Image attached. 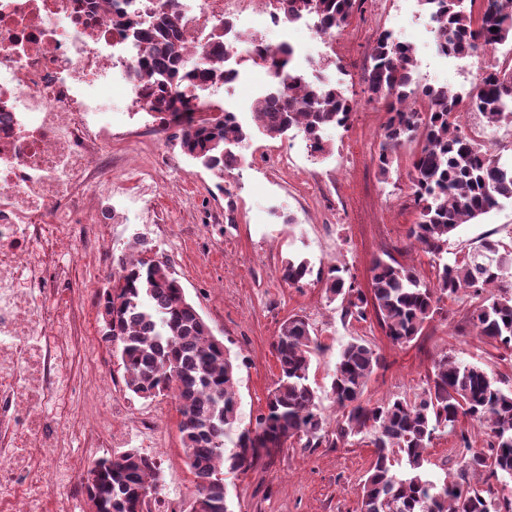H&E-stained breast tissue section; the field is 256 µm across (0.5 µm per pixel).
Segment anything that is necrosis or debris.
Masks as SVG:
<instances>
[{
	"label": "necrosis or debris",
	"instance_id": "1",
	"mask_svg": "<svg viewBox=\"0 0 512 512\" xmlns=\"http://www.w3.org/2000/svg\"><path fill=\"white\" fill-rule=\"evenodd\" d=\"M144 4L0 0V512H68L82 491L63 454L76 313L54 309L71 294L54 259L77 250L96 271L112 253L84 218L112 197L107 94L138 80L135 43L113 36L112 13ZM228 12L241 25L219 50L230 59L251 50L256 0H177L186 66Z\"/></svg>",
	"mask_w": 512,
	"mask_h": 512
}]
</instances>
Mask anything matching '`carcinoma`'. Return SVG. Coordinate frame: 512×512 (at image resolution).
Here are the masks:
<instances>
[{"instance_id":"1","label":"carcinoma","mask_w":512,"mask_h":512,"mask_svg":"<svg viewBox=\"0 0 512 512\" xmlns=\"http://www.w3.org/2000/svg\"><path fill=\"white\" fill-rule=\"evenodd\" d=\"M434 23L441 51L471 57L512 43V0H419ZM357 0H266L273 16L314 20L318 33L332 35L348 23ZM176 0H157L154 19L145 27L122 11L112 13L113 35L136 38L139 98L164 127L177 128L181 152L217 178L238 161L232 147L250 133L235 116L217 109L215 117H197L192 91L232 81L234 71L206 56L193 68L184 65L175 26ZM248 61L272 78L258 102L253 120L275 138L294 128L314 153L326 150V128L348 127L355 101L336 86L314 82L296 72L292 51L253 42ZM416 59L409 47L383 32L378 35L365 70V91L391 113L378 154L382 173L390 172L396 151L420 137L423 145L411 162L409 177L418 213L408 230L412 243L432 254L434 278L427 283L413 267L393 257L372 263L370 293L345 279L332 266L326 292L341 299L345 319H367L372 309L385 335L407 344L428 321L445 314L441 303L462 289L479 296L498 289L492 301L474 308L469 322L477 335L506 350L512 348V251L484 240L463 259L443 260L448 240L463 224L512 201V159L491 156L461 130L449 115L462 99L446 87H427L430 112H394L406 102ZM469 107L489 125H512V69L483 70L470 93ZM310 274L305 260L290 259L283 278L295 288ZM101 337L120 355L125 387L143 399L172 396L180 415L187 465L195 490L188 512H230L224 474L245 472L263 457L294 439L306 451L332 448L368 434L374 455L361 488V512H512V501L494 490L477 489L470 475L512 480V389L498 385L485 368L448 354L433 363L432 375L412 399L371 403L363 399L367 382L381 364L379 353L362 339L343 346L328 394L336 404L334 428L326 426L318 390L310 383L312 356L321 349L309 323L291 316L275 343L279 375L269 390L266 410L255 425L238 427L237 369L224 344L186 297L165 256L142 255L120 260L118 275L97 296ZM462 419L486 427L488 450L461 454L455 475L434 481L425 470L426 448L436 433L448 431L458 447L471 448ZM232 447H226V443ZM162 475L155 459L135 448L92 462L83 471L89 512H153Z\"/></svg>"}]
</instances>
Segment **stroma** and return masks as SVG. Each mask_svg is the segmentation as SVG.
Masks as SVG:
<instances>
[{
    "label": "stroma",
    "mask_w": 512,
    "mask_h": 512,
    "mask_svg": "<svg viewBox=\"0 0 512 512\" xmlns=\"http://www.w3.org/2000/svg\"><path fill=\"white\" fill-rule=\"evenodd\" d=\"M377 2L364 0L348 24L336 31L331 49L305 24L285 34L269 25L266 15L252 21L253 35L268 43L289 37L298 48L299 68L355 97L353 122L345 129L326 130L325 153L310 155L293 129L278 138L254 131V104L270 82L264 71L247 61L238 66L237 82L209 94L212 104L233 108L240 122L253 129L242 162L220 178L182 155L173 143L163 142L150 114L123 112L125 92L117 87L111 91L112 107L122 113L112 127V182H122L124 162L145 161L157 171L158 192L147 213L128 209L125 198L116 194L111 219L92 214L87 221L111 235L114 261L137 244L150 249L167 245L187 297L238 366L240 415L245 423L265 408L278 375L274 343L283 321L294 314L307 318L322 344L312 359L313 386L329 389L341 349L361 338L383 358L365 389V399L372 402L413 397L424 386L434 360L444 354L481 365L504 387L512 388V352L494 348L466 322L476 304L472 294L462 291L445 299L448 318L428 322L415 340L398 345L385 336L375 314L363 321H343L337 302L325 293L324 282L333 266L346 268L356 288L368 290L372 262L386 253L401 264L415 266L424 277L432 275V255L407 237L417 219L410 204L408 172L421 139L403 144L389 175H382L378 167L386 113L382 104L369 100L362 79L374 34L386 30L416 45L414 78L419 87L445 86L464 97L485 66L481 56L469 58L462 68L439 55L431 23L418 0H387L383 13L378 12ZM283 150L290 158L285 168L279 165ZM485 238L512 248V201L461 225L448 241V252L463 257ZM291 256L309 263L311 273L303 287L288 286L283 278V263ZM114 261L93 277L77 269L76 255L59 258L60 265L76 270L74 298L84 309L86 343L77 349L69 367L74 420L66 449L76 458L88 453L84 434L93 428L100 407L92 399L91 378L100 338L96 294L114 273ZM104 370L112 377V402L123 405L127 413L166 408L158 441L164 458L160 496L185 512L194 484L175 400L131 395L113 354H106ZM373 451L367 443L324 445L311 452L289 445L228 479L227 501L232 512H359L362 480Z\"/></svg>",
    "instance_id": "35a3bbf8"
}]
</instances>
